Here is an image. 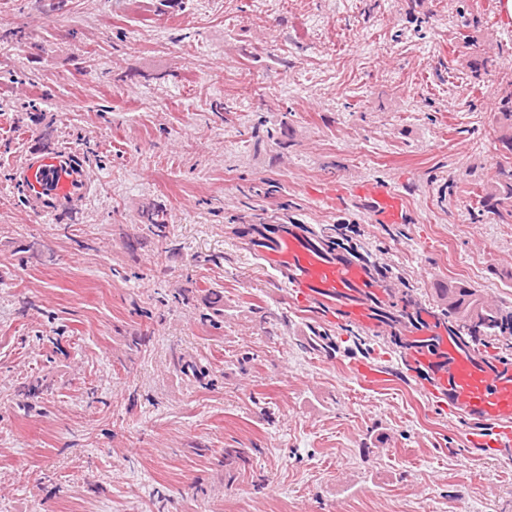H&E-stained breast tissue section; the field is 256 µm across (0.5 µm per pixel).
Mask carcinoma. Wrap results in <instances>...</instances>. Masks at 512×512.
<instances>
[{
  "mask_svg": "<svg viewBox=\"0 0 512 512\" xmlns=\"http://www.w3.org/2000/svg\"><path fill=\"white\" fill-rule=\"evenodd\" d=\"M495 124L497 140L512 153V95L501 100ZM481 193L483 203L501 223L512 222V156L498 164L496 179ZM441 297L447 313L476 343L484 346L491 340L512 341V313L486 299L478 289L450 282Z\"/></svg>",
  "mask_w": 512,
  "mask_h": 512,
  "instance_id": "1",
  "label": "carcinoma"
}]
</instances>
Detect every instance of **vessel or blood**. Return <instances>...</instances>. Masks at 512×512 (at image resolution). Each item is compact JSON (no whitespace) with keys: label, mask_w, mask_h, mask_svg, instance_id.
I'll use <instances>...</instances> for the list:
<instances>
[{"label":"vessel or blood","mask_w":512,"mask_h":512,"mask_svg":"<svg viewBox=\"0 0 512 512\" xmlns=\"http://www.w3.org/2000/svg\"><path fill=\"white\" fill-rule=\"evenodd\" d=\"M13 185L28 211L51 216L84 201L92 180L79 152L58 149L25 155L14 171ZM325 199L365 211L374 224L404 221L403 193L379 181L341 186ZM246 240L298 306L320 309L331 319L348 320L367 331L380 330L370 300L379 285L372 267L344 259L322 238L292 224L254 226ZM403 359L430 374L428 391L438 406L468 419L472 445L512 453L511 360L486 359L477 347H461L451 337L436 345L425 333L405 349Z\"/></svg>","instance_id":"vessel-or-blood-1"}]
</instances>
